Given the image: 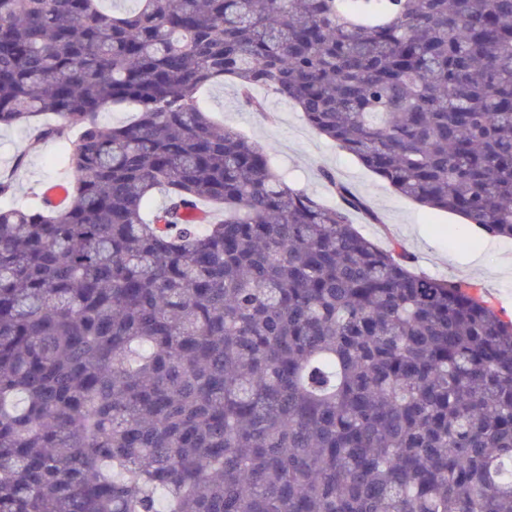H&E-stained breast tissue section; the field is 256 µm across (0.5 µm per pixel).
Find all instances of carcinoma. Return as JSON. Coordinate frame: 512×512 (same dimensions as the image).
<instances>
[{"label": "carcinoma", "mask_w": 512, "mask_h": 512, "mask_svg": "<svg viewBox=\"0 0 512 512\" xmlns=\"http://www.w3.org/2000/svg\"><path fill=\"white\" fill-rule=\"evenodd\" d=\"M101 2L0 0V127L77 134L0 209V512H512V322L199 101L512 239V0Z\"/></svg>", "instance_id": "1"}]
</instances>
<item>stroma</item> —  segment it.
Listing matches in <instances>:
<instances>
[{"label":"stroma","instance_id":"obj_1","mask_svg":"<svg viewBox=\"0 0 512 512\" xmlns=\"http://www.w3.org/2000/svg\"><path fill=\"white\" fill-rule=\"evenodd\" d=\"M266 102L265 113L244 106L232 80L208 86L202 93L204 106L225 126L259 143L277 162L293 187L327 204L337 198L322 171H331L365 203L354 211L353 224L387 247L401 241L415 258V268L426 275L472 284L477 294L502 317L512 319V240L507 238L470 242L469 226L459 215L433 211L391 189L355 157L314 132L299 108L272 91L255 88ZM66 144L37 139L28 125L0 129V175L14 179V192L1 198L0 207L31 203L43 184L67 177ZM22 167H15V160ZM376 222H369V215Z\"/></svg>","mask_w":512,"mask_h":512}]
</instances>
